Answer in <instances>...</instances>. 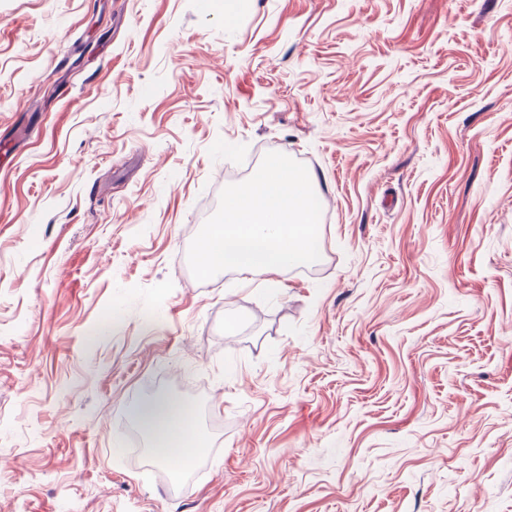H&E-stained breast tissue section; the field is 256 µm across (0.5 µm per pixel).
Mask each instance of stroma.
Segmentation results:
<instances>
[{"instance_id":"stroma-1","label":"stroma","mask_w":512,"mask_h":512,"mask_svg":"<svg viewBox=\"0 0 512 512\" xmlns=\"http://www.w3.org/2000/svg\"><path fill=\"white\" fill-rule=\"evenodd\" d=\"M226 2L0 0V512H512V0ZM271 151L319 260L197 281ZM135 416L158 441L155 447L161 461L187 459L196 454L199 447L196 417L182 401L157 398L140 406Z\"/></svg>"}]
</instances>
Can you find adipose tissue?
Wrapping results in <instances>:
<instances>
[{
    "label": "adipose tissue",
    "mask_w": 512,
    "mask_h": 512,
    "mask_svg": "<svg viewBox=\"0 0 512 512\" xmlns=\"http://www.w3.org/2000/svg\"><path fill=\"white\" fill-rule=\"evenodd\" d=\"M135 416L157 440L161 461L187 459L196 454L199 447L196 418L182 401L157 398L140 406Z\"/></svg>",
    "instance_id": "obj_1"
}]
</instances>
